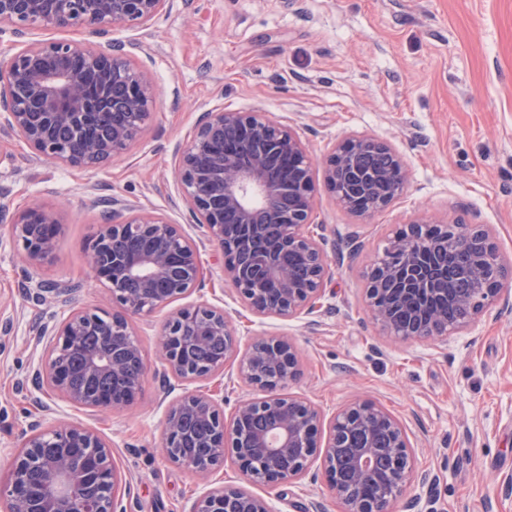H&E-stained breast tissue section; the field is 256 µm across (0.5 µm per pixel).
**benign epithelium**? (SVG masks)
Returning <instances> with one entry per match:
<instances>
[{
	"label": "benign epithelium",
	"instance_id": "benign-epithelium-1",
	"mask_svg": "<svg viewBox=\"0 0 512 512\" xmlns=\"http://www.w3.org/2000/svg\"><path fill=\"white\" fill-rule=\"evenodd\" d=\"M173 0H0V33L12 28L16 36L30 29L54 30L95 26L101 35L112 28L157 21ZM82 56L99 75L102 89H125L124 110L129 120L112 125L111 138L86 136L87 128L107 102L86 96L82 74L47 67L50 59ZM131 51L121 43L108 52L86 42L39 41L0 57V129L20 137L41 158L55 164L94 169L125 152L150 118L155 89L129 61ZM231 128L237 141L216 142L213 134ZM252 142L264 149L249 153ZM385 151L391 164L378 171L360 168L350 152ZM282 165V176L273 170ZM182 196L193 221L207 229L223 258L224 279L248 310L257 316L296 317L313 311L330 275L323 225L312 222L314 172L323 177L336 202L360 223L385 210L405 192L409 174L398 152L373 136L349 137L321 159L312 158L289 125L262 112L217 108L203 113L190 139L177 152ZM378 182L393 186L381 199L371 193ZM102 224L87 245L95 278L112 297L113 311L103 316L71 308L58 321L44 323L38 336L50 358L33 368V386L84 409L113 411L132 406L142 395L145 363L130 318L150 313L196 290L201 277L200 251L180 225L147 213L130 201H103ZM13 237L32 266L51 261L62 230L57 212L30 206L9 216ZM279 233L270 251L298 252L311 257L304 274L270 257L261 271L229 261L230 255H250L270 226ZM132 236L142 250L125 254L112 249L117 237ZM443 238L470 260L478 288L462 294L448 284L444 266L425 269L419 255L432 238ZM367 308L383 334L402 340L443 343L465 333L504 289L512 286V267L501 257L484 224L460 220H421L406 225L390 238L382 255L370 265ZM76 289L59 283L29 280L27 293L37 302L68 305ZM442 298L428 322L401 325L394 309L411 296ZM457 320L448 323V307ZM109 321L97 349L85 354L89 376L115 374L135 359L140 374L131 389H112L89 395L72 381L65 352L80 345L81 336L99 319ZM214 336L224 339V357L198 365L192 348ZM164 374L183 382L209 380L238 359V373L263 392L242 401L230 417L219 409L215 394L187 390L164 418L162 455L194 471L205 486L191 512H274L268 498L242 486H215L212 472L231 457L246 479L274 487L301 478L320 461L329 490L340 512H392L415 469L413 444L403 423L383 406L355 399L325 417L312 401L280 393L300 377L293 345L276 337H259L239 353L236 331L224 309L201 303L174 311L159 339ZM47 422L33 430L12 456L0 497L9 512H123L118 508L119 477L112 449L97 432L80 422L62 420L43 405ZM212 426L205 447L211 453L187 457L180 448L188 420ZM328 426L325 443L319 432Z\"/></svg>",
	"mask_w": 512,
	"mask_h": 512
}]
</instances>
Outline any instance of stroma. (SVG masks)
<instances>
[{
  "label": "stroma",
  "mask_w": 512,
  "mask_h": 512,
  "mask_svg": "<svg viewBox=\"0 0 512 512\" xmlns=\"http://www.w3.org/2000/svg\"><path fill=\"white\" fill-rule=\"evenodd\" d=\"M27 41L137 43L131 63L158 89L151 116L122 155L95 170L38 158L0 131V208L61 206L62 232L40 275L75 283L73 303L112 309L91 278L86 245L113 196L181 225L200 247L203 276L181 306L224 308L248 345L266 334L295 345L301 376L287 393L331 414L353 398L379 403L413 434L416 467L394 512H512L502 481L512 474V302L498 301L447 343L383 336L368 319L365 268L387 237L416 216L487 225L512 263V0H174L149 25L100 38L85 27L29 31ZM270 113L294 128L314 155L353 133L402 154L406 194L371 223L338 207L315 181L314 223L340 268L314 313L293 319L251 314L224 281L217 248L195 224L175 171L176 151L203 112ZM29 266L0 223V476L43 412L29 377L45 356L35 329L65 307L26 296ZM169 308L134 318L147 373L127 410L86 412L59 403L61 418L95 430L112 447L124 512H190L201 490L190 469L160 451L166 409L181 395L164 386L156 341ZM276 512H338L320 466L290 484L261 488Z\"/></svg>",
  "instance_id": "35a3bbf8"
}]
</instances>
